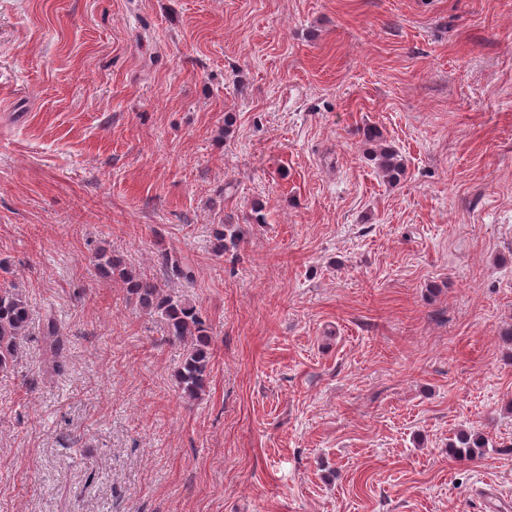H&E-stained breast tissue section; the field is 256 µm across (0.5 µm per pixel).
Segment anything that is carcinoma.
I'll return each mask as SVG.
<instances>
[{
    "mask_svg": "<svg viewBox=\"0 0 512 512\" xmlns=\"http://www.w3.org/2000/svg\"><path fill=\"white\" fill-rule=\"evenodd\" d=\"M375 160L390 182L397 181L404 172L403 159L390 145H379ZM243 232L240 224L220 225L216 231V252L222 255L237 248ZM96 266L100 274L118 278L143 311L160 316L165 321L168 338L189 342L186 357L176 370V380L186 398H199L208 383L211 351L209 327L196 307L186 298L165 291L157 278L123 266L104 248L97 252ZM30 324V304L22 291L0 288V372H7L18 363L20 346L29 334ZM44 336L56 357L54 369L63 370V350L68 341L64 327L50 317ZM484 447L485 439L477 434L460 433L448 443V451L456 456H470L474 449Z\"/></svg>",
    "mask_w": 512,
    "mask_h": 512,
    "instance_id": "obj_1",
    "label": "carcinoma"
}]
</instances>
